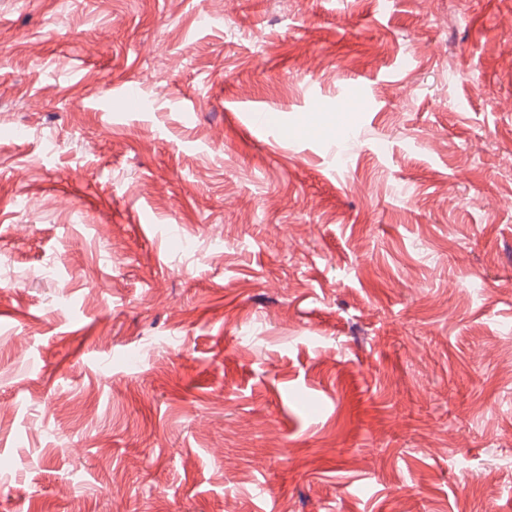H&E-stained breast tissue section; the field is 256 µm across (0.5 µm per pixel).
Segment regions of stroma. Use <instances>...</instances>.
Segmentation results:
<instances>
[{
    "instance_id": "obj_1",
    "label": "stroma",
    "mask_w": 512,
    "mask_h": 512,
    "mask_svg": "<svg viewBox=\"0 0 512 512\" xmlns=\"http://www.w3.org/2000/svg\"><path fill=\"white\" fill-rule=\"evenodd\" d=\"M511 350L512 0H0V512H512Z\"/></svg>"
}]
</instances>
